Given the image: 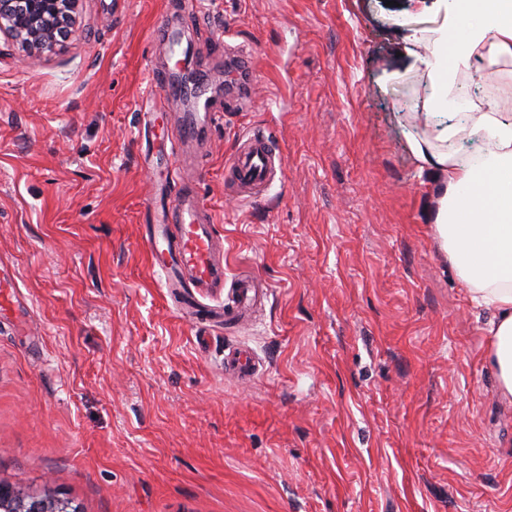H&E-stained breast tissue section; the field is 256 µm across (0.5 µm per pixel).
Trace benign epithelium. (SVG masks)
<instances>
[{"instance_id":"7a95c632","label":"benign epithelium","mask_w":512,"mask_h":512,"mask_svg":"<svg viewBox=\"0 0 512 512\" xmlns=\"http://www.w3.org/2000/svg\"><path fill=\"white\" fill-rule=\"evenodd\" d=\"M77 0H0V34L8 35L34 57L53 49L72 33ZM0 512H72L68 502L45 498L32 502L0 485Z\"/></svg>"}]
</instances>
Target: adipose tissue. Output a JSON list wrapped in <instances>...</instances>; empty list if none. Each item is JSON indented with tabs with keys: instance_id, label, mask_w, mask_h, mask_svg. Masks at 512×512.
<instances>
[{
	"instance_id": "adipose-tissue-1",
	"label": "adipose tissue",
	"mask_w": 512,
	"mask_h": 512,
	"mask_svg": "<svg viewBox=\"0 0 512 512\" xmlns=\"http://www.w3.org/2000/svg\"><path fill=\"white\" fill-rule=\"evenodd\" d=\"M448 0L424 7L431 23L409 28L402 56L425 91L421 122L453 110L452 90L473 56L490 72L512 61V0ZM476 141L474 158L449 150L450 141ZM410 154L438 186L434 234L474 307L489 315L486 360L499 394L512 402V114L496 109L457 114L436 138L412 135Z\"/></svg>"
}]
</instances>
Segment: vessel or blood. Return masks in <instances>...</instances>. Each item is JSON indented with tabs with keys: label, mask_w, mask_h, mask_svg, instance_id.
Masks as SVG:
<instances>
[{
	"label": "vessel or blood",
	"mask_w": 512,
	"mask_h": 512,
	"mask_svg": "<svg viewBox=\"0 0 512 512\" xmlns=\"http://www.w3.org/2000/svg\"><path fill=\"white\" fill-rule=\"evenodd\" d=\"M208 76L198 72L191 87L153 79L150 100L164 104L191 96L196 111L180 115L178 125L163 123L153 133L159 148L145 160L146 165L163 163L168 180H181L185 162L184 144L210 132L217 116L207 100ZM280 150L264 133L248 135L232 154L224 168V178L238 189L253 194L263 192L280 174ZM182 185L166 203H147L150 232L146 244L154 268L173 284H186L195 292L211 297L224 295V325L231 328L245 321L258 297L253 277L227 278L224 273V245L216 233L210 212L201 204L194 180ZM11 315L14 321L25 318V306L15 289L12 271L0 264V316ZM224 370L240 382L255 378L259 366L247 347L230 350L224 357Z\"/></svg>",
	"instance_id": "1"
}]
</instances>
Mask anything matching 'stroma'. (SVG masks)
Instances as JSON below:
<instances>
[{"label":"stroma","instance_id":"stroma-1","mask_svg":"<svg viewBox=\"0 0 512 512\" xmlns=\"http://www.w3.org/2000/svg\"><path fill=\"white\" fill-rule=\"evenodd\" d=\"M29 63L0 35V263L27 305L0 320V484L79 512H512V404L485 317L434 238L408 151L385 0H80ZM211 75L200 200L227 276L268 290L236 331L197 325L150 265L140 156L152 75ZM252 56L250 104L225 53ZM399 79L383 86L384 73ZM283 176L224 180L249 131ZM248 346L240 383L224 356ZM224 370L238 381L246 383L257 376L259 364L247 347L240 346L229 350V354L224 356Z\"/></svg>","mask_w":512,"mask_h":512}]
</instances>
